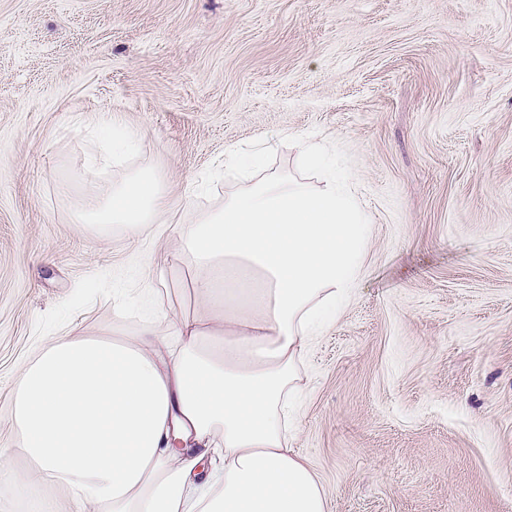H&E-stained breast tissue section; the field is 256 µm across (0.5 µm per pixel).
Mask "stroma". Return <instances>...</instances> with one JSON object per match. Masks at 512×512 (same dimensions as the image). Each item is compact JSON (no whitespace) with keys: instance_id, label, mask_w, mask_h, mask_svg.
I'll return each instance as SVG.
<instances>
[{"instance_id":"35a3bbf8","label":"stroma","mask_w":512,"mask_h":512,"mask_svg":"<svg viewBox=\"0 0 512 512\" xmlns=\"http://www.w3.org/2000/svg\"><path fill=\"white\" fill-rule=\"evenodd\" d=\"M102 110L140 135L107 178L165 179L149 234L72 222ZM299 137L371 226L290 418L329 512H512V0H0V448L46 340L196 310L155 264L223 204L229 150L320 186Z\"/></svg>"}]
</instances>
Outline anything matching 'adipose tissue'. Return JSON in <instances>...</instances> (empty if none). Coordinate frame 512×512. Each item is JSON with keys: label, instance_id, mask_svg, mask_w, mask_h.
<instances>
[{"label": "adipose tissue", "instance_id": "ef3b65f1", "mask_svg": "<svg viewBox=\"0 0 512 512\" xmlns=\"http://www.w3.org/2000/svg\"><path fill=\"white\" fill-rule=\"evenodd\" d=\"M133 147L130 135L104 144L86 167L75 223L140 236L166 218L156 173L100 179L110 154ZM238 179L223 207L180 226L162 260L190 272L194 315L170 306L132 336L48 340L19 377L22 440L0 448V474L18 490L36 475L94 512H328L284 411L317 323L364 273L370 227L348 172L319 188L245 168ZM19 456L27 471H14Z\"/></svg>", "mask_w": 512, "mask_h": 512}]
</instances>
